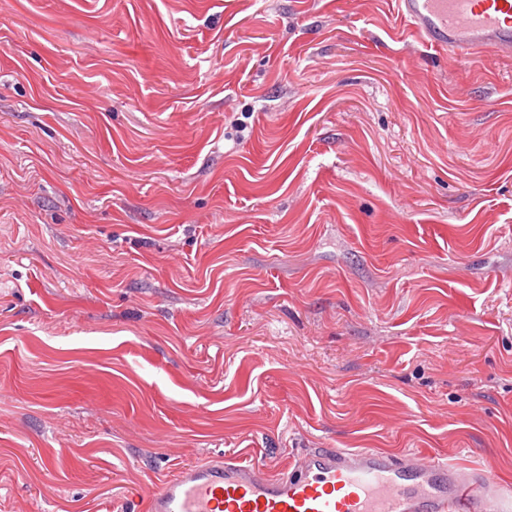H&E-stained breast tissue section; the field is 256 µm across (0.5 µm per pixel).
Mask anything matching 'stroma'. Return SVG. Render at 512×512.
<instances>
[{
	"instance_id": "1",
	"label": "stroma",
	"mask_w": 512,
	"mask_h": 512,
	"mask_svg": "<svg viewBox=\"0 0 512 512\" xmlns=\"http://www.w3.org/2000/svg\"><path fill=\"white\" fill-rule=\"evenodd\" d=\"M310 448L512 486V56L391 0H0V512Z\"/></svg>"
}]
</instances>
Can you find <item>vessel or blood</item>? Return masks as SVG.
<instances>
[{"instance_id": "b4317fda", "label": "vessel or blood", "mask_w": 512, "mask_h": 512, "mask_svg": "<svg viewBox=\"0 0 512 512\" xmlns=\"http://www.w3.org/2000/svg\"><path fill=\"white\" fill-rule=\"evenodd\" d=\"M394 11L427 48L512 54V0H394ZM146 512H512V488L444 456L314 449L280 474L232 457L185 465Z\"/></svg>"}]
</instances>
